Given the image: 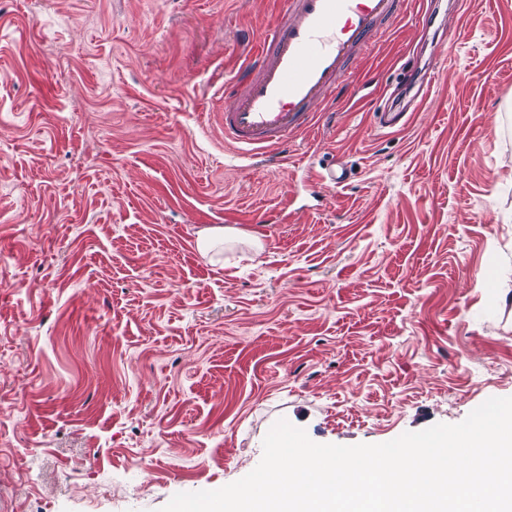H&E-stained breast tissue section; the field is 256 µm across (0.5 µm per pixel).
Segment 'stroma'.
<instances>
[{
	"mask_svg": "<svg viewBox=\"0 0 512 512\" xmlns=\"http://www.w3.org/2000/svg\"><path fill=\"white\" fill-rule=\"evenodd\" d=\"M435 2L242 163L219 97L280 0H0V512H159L282 418L379 444L512 397V0ZM416 59L441 89L375 128ZM227 219L263 251L200 255ZM312 194L320 196L323 188L336 185L344 180L343 171H336V168H326L321 173H313L307 176ZM291 199V183L289 182V190L285 195L281 207L264 211L262 213H254L251 220L256 224H282L286 222L291 215L288 203ZM288 211V213H287Z\"/></svg>",
	"mask_w": 512,
	"mask_h": 512,
	"instance_id": "1",
	"label": "stroma"
}]
</instances>
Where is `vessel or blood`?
I'll use <instances>...</instances> for the list:
<instances>
[{"label":"vessel or blood","mask_w":512,"mask_h":512,"mask_svg":"<svg viewBox=\"0 0 512 512\" xmlns=\"http://www.w3.org/2000/svg\"><path fill=\"white\" fill-rule=\"evenodd\" d=\"M410 0H281L245 86L223 96L224 143L244 159L287 155L314 129L336 85L408 10Z\"/></svg>","instance_id":"1"}]
</instances>
